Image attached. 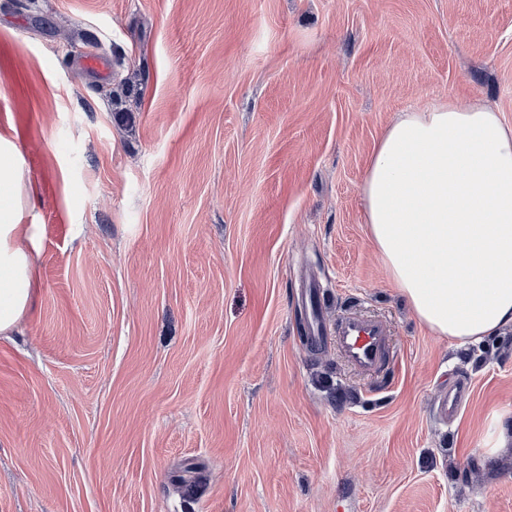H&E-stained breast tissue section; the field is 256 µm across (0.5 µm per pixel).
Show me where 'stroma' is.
<instances>
[{
  "label": "stroma",
  "mask_w": 512,
  "mask_h": 512,
  "mask_svg": "<svg viewBox=\"0 0 512 512\" xmlns=\"http://www.w3.org/2000/svg\"><path fill=\"white\" fill-rule=\"evenodd\" d=\"M450 98L512 124V0H0V137L42 227L0 336V512H512V435L486 450L512 328L430 332L364 219L378 139ZM351 312L387 326L378 375L336 348ZM471 384L465 378L456 379L448 386V391L441 393L437 399L436 412L441 419H454L462 406L469 399Z\"/></svg>",
  "instance_id": "35a3bbf8"
}]
</instances>
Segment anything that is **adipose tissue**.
Here are the masks:
<instances>
[{
	"label": "adipose tissue",
	"instance_id": "ef3b65f1",
	"mask_svg": "<svg viewBox=\"0 0 512 512\" xmlns=\"http://www.w3.org/2000/svg\"><path fill=\"white\" fill-rule=\"evenodd\" d=\"M365 222L417 320L460 342L512 325V125L451 98L400 113L361 186ZM41 227L0 202V335L31 308Z\"/></svg>",
	"mask_w": 512,
	"mask_h": 512
}]
</instances>
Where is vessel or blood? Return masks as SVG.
<instances>
[{
    "label": "vessel or blood",
    "mask_w": 512,
    "mask_h": 512,
    "mask_svg": "<svg viewBox=\"0 0 512 512\" xmlns=\"http://www.w3.org/2000/svg\"><path fill=\"white\" fill-rule=\"evenodd\" d=\"M336 341L342 355L359 372H376L384 362L388 331L379 321L352 313L336 325ZM471 384L467 379H456L437 399L436 412L441 419H454L469 399Z\"/></svg>",
    "instance_id": "b4317fda"
}]
</instances>
